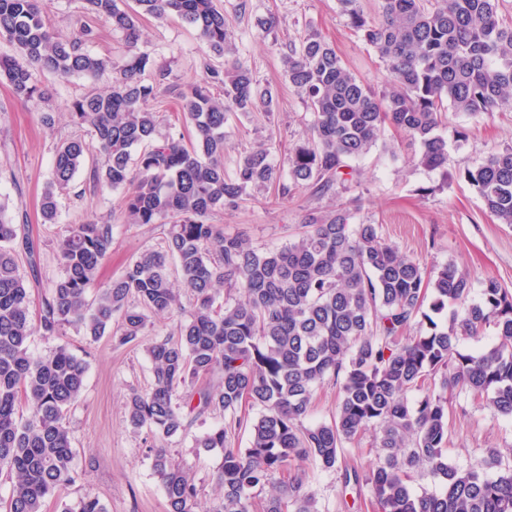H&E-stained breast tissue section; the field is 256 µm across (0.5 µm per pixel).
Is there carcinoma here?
I'll list each match as a JSON object with an SVG mask.
<instances>
[{"instance_id":"carcinoma-1","label":"carcinoma","mask_w":512,"mask_h":512,"mask_svg":"<svg viewBox=\"0 0 512 512\" xmlns=\"http://www.w3.org/2000/svg\"><path fill=\"white\" fill-rule=\"evenodd\" d=\"M83 2L122 34L125 57L84 50L93 38L87 27L72 41L57 38L45 0H0V38L15 50L0 56V77L19 96L46 99L37 72L64 79L111 72L108 92L72 103V118L97 144L89 180L122 190L133 223L166 222L168 229L162 250L130 261L90 303L112 225H68L57 241L62 274L34 317L20 261L37 281L39 253L0 204V472L13 478L5 512H44L47 498L77 479L67 414L81 398L87 365L62 346L34 355V338L78 324L93 342L110 333L126 344L144 334L148 315L175 312L178 337L146 347L151 380L129 393L127 422L168 440L209 415L224 416V424L195 439L198 448L223 451L208 512H319L303 463L338 470L344 444L370 429L379 462L367 475L344 473L343 484L368 482L380 512H512L511 447L487 448L466 467L448 462V395L463 393L512 417L511 290L487 278L473 300L468 271L449 262L428 274L386 243L378 225L351 224L342 206L307 214L297 237L273 249L253 248L208 222L212 212L238 207L251 189L336 192L359 175L351 162L387 126L420 146L418 165L447 167L439 129L448 108L491 114L512 101V21L502 17V0H379L375 17L361 0H337L348 25L386 64L389 88L378 92L349 71L315 30L291 44L282 61L311 119L307 138L288 153L286 187L266 143L241 152L233 174L224 169L229 116L259 108L269 116L279 93L228 59L234 48L214 0H135L133 9L120 7L123 0ZM169 15L195 28L206 47L200 79L180 94L187 143L181 134L159 133L151 102L168 72L140 48L141 20ZM148 70L155 72L151 84L142 79ZM89 152L81 139L57 149L40 201L44 222L55 223L58 196ZM456 176L499 223L512 225V146ZM450 303L456 309L437 323L432 314ZM417 320L427 328L403 335ZM488 328L494 346L462 350ZM327 380L340 383L336 415L307 425L316 388ZM412 391L421 395L410 402ZM243 427L249 445L238 448ZM152 468L168 512H197L194 477L164 447L154 451ZM279 471L288 476L275 485ZM416 474L438 489L417 492ZM62 512L105 508L87 495L64 503Z\"/></svg>"}]
</instances>
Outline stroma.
I'll return each instance as SVG.
<instances>
[{"label":"stroma","instance_id":"35a3bbf8","mask_svg":"<svg viewBox=\"0 0 512 512\" xmlns=\"http://www.w3.org/2000/svg\"><path fill=\"white\" fill-rule=\"evenodd\" d=\"M224 13L226 27L238 49L239 59L261 82L276 85L279 104L272 116H231L227 131L225 168L233 170L239 153L274 141V158L286 165L289 148L306 136L309 110L289 82L281 57L292 40L307 29H315L332 42L344 65L376 89L387 87V70L376 52L350 29L337 7V0H214ZM275 14L278 28L262 34L256 20ZM47 21L64 40L90 26L95 37L86 43L89 52L123 58L127 45L105 19L84 13L81 0H48ZM140 46L152 53L168 79L153 104L161 112V134L182 132L178 121L179 95L199 79V58L204 45L197 31L176 16L144 19ZM39 84L49 86L46 101L28 100L13 93L0 79V201L7 203V217L25 212L29 231L41 252V276L33 294L47 291L62 268L56 241L66 225L97 219L112 226V244L103 262L99 280L107 282L121 274L125 265L143 252L161 247L166 225L134 224L121 202V193L109 188L93 189L88 169H81L59 198L55 223L41 220L39 200L52 177L56 148L69 139L89 138L87 127L71 116L74 100L88 94L107 92L111 75L91 80L73 76L66 80L40 73ZM54 115L45 125L42 113ZM468 132L456 140L455 129ZM448 140L447 170L418 166V147L400 142L396 151L377 143L357 161L360 185L337 188L323 198L304 190L274 198L271 193L252 192L237 209L214 212L210 223L224 233L239 236L254 248L285 245L313 209L347 208L356 224L378 225L381 237L418 258L426 270L455 262L476 280L491 276L512 290V225L501 224L488 213L480 198L456 169L480 163L490 151L512 146V107L474 117L448 111L442 129ZM178 316L152 317L136 341L122 344L111 336L92 342L82 328L65 327L60 336L35 339L36 354H48L63 345L88 363L80 401L68 414L75 450L73 465L79 473L61 499L46 503L47 512H61L63 503L84 494L99 498L106 512H168L167 500L152 469L156 446H165L169 457L193 473L198 490L199 512H209L216 496L215 471L221 462L218 451L195 445L205 428L221 425L223 416H209L185 434L167 441L145 429L133 430L127 423L125 401L131 390L147 388L151 364L144 348L154 339L176 336ZM450 444L448 460L463 466L477 460L484 449L512 446V418L460 395L452 400L448 415ZM308 487L317 498L320 512H378L370 486L343 487L337 474L309 467Z\"/></svg>","mask_w":512,"mask_h":512}]
</instances>
